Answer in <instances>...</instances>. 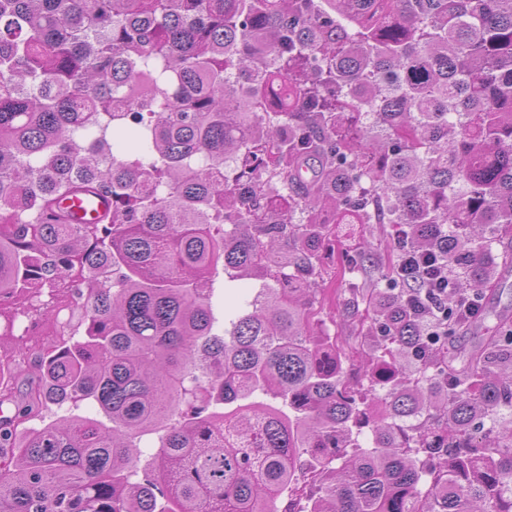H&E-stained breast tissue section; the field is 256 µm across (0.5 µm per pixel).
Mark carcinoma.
Masks as SVG:
<instances>
[{
    "instance_id": "obj_1",
    "label": "carcinoma",
    "mask_w": 512,
    "mask_h": 512,
    "mask_svg": "<svg viewBox=\"0 0 512 512\" xmlns=\"http://www.w3.org/2000/svg\"><path fill=\"white\" fill-rule=\"evenodd\" d=\"M76 191L110 197L99 223H69ZM337 224L403 230L481 296L512 270V0H0V294L61 293L0 417V512H278L300 489L288 512H512V417L478 425L512 413V334L458 367L383 270L350 302L381 337L352 390L320 288ZM376 264L359 248L342 283ZM220 269L259 283L221 327ZM84 401L109 423L16 445ZM92 417L97 418L104 423H109L105 418L104 414L101 410L92 404L83 403L79 407H72L70 404H64L62 406L57 404H48V407L45 408L40 418L31 420L27 422L25 425L28 428L39 429L48 424H52L60 420L62 417Z\"/></svg>"
}]
</instances>
